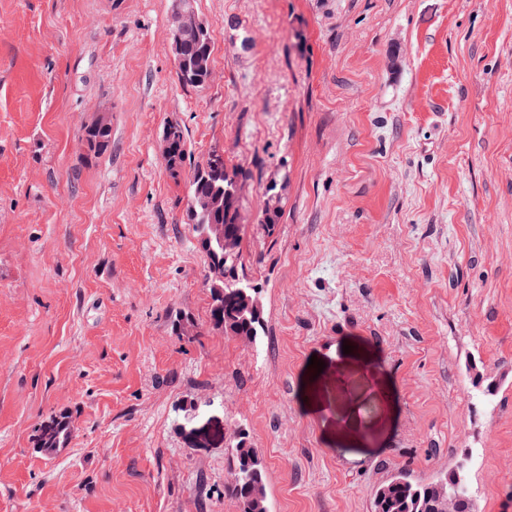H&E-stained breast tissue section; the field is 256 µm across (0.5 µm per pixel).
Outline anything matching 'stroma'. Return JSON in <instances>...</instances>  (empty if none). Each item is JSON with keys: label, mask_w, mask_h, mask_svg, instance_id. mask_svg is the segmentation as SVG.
<instances>
[{"label": "stroma", "mask_w": 512, "mask_h": 512, "mask_svg": "<svg viewBox=\"0 0 512 512\" xmlns=\"http://www.w3.org/2000/svg\"><path fill=\"white\" fill-rule=\"evenodd\" d=\"M194 6L201 89L171 0H0V512H240V433L270 512H371L464 460L512 512V0ZM171 121L252 173L258 343L209 325ZM112 141V127L107 124H89L83 127L82 143L93 157L104 154ZM175 129L168 124L164 129V142L165 146L168 140L173 136L170 145L168 156L166 159V167L171 174L176 175L185 166L187 160L190 162V151L187 147V140L182 127L176 122ZM68 425L65 421L53 420L46 430L41 429L39 444L41 448H59L65 441Z\"/></svg>", "instance_id": "obj_1"}]
</instances>
